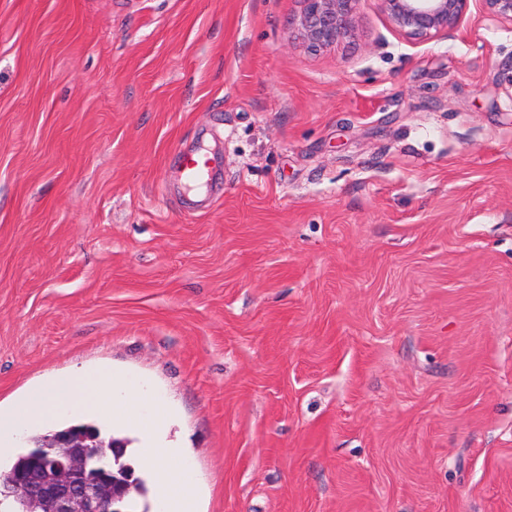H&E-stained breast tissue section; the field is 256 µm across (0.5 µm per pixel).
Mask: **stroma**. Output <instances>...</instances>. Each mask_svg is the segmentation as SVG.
Wrapping results in <instances>:
<instances>
[{
    "mask_svg": "<svg viewBox=\"0 0 512 512\" xmlns=\"http://www.w3.org/2000/svg\"><path fill=\"white\" fill-rule=\"evenodd\" d=\"M0 0V405L110 367L200 512H512V25ZM208 150L197 207L178 177ZM363 0H299L295 39L314 52L331 49L359 32Z\"/></svg>",
    "mask_w": 512,
    "mask_h": 512,
    "instance_id": "35a3bbf8",
    "label": "stroma"
}]
</instances>
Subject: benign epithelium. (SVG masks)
Here are the masks:
<instances>
[{"label":"benign epithelium","mask_w":512,"mask_h":512,"mask_svg":"<svg viewBox=\"0 0 512 512\" xmlns=\"http://www.w3.org/2000/svg\"><path fill=\"white\" fill-rule=\"evenodd\" d=\"M295 39L314 52L357 37L362 0H299ZM390 27L411 40L449 36L458 31L471 7L493 20L512 24V0H379ZM98 435L55 433L37 448L35 464L54 462L42 480L11 474L0 477V492L33 500L43 512H122L120 502L132 485L113 479L108 464L89 452Z\"/></svg>","instance_id":"7a95c632"}]
</instances>
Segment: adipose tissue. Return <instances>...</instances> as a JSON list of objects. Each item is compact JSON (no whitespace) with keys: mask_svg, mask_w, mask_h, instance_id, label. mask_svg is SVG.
<instances>
[{"mask_svg":"<svg viewBox=\"0 0 512 512\" xmlns=\"http://www.w3.org/2000/svg\"><path fill=\"white\" fill-rule=\"evenodd\" d=\"M72 400L98 409L123 407L139 401L138 393L125 388L111 372L99 371L55 380L44 389L31 393L10 407L0 408V458L13 454L12 437L16 431L30 429L57 415V402ZM140 430L148 442L141 448L143 460L164 459L162 467L153 469V481L164 488V512H195V501L184 472L178 463L182 448L171 446L165 439L161 422L141 424Z\"/></svg>","mask_w":512,"mask_h":512,"instance_id":"ef3b65f1","label":"adipose tissue"}]
</instances>
